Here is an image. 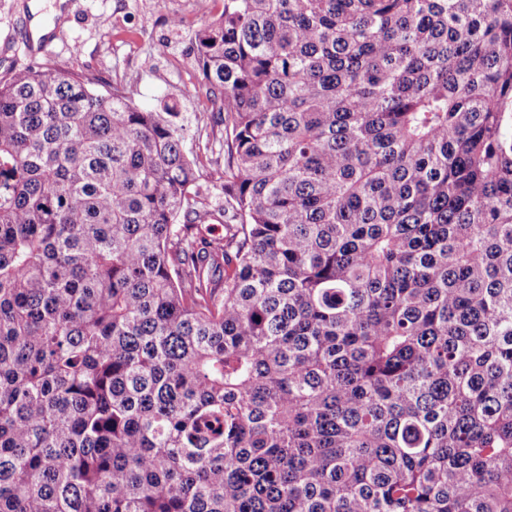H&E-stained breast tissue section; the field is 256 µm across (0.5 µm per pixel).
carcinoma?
Wrapping results in <instances>:
<instances>
[{
    "instance_id": "1",
    "label": "carcinoma",
    "mask_w": 512,
    "mask_h": 512,
    "mask_svg": "<svg viewBox=\"0 0 512 512\" xmlns=\"http://www.w3.org/2000/svg\"><path fill=\"white\" fill-rule=\"evenodd\" d=\"M195 51L222 203L182 113L0 79V512H512V0ZM224 165V153H215L213 156L209 153L208 155L201 154L199 159V172L200 178L198 183L201 185V191L209 197V200L219 201L221 195L219 191L215 189L214 184V172L219 166Z\"/></svg>"
}]
</instances>
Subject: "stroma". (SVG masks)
Masks as SVG:
<instances>
[{"mask_svg": "<svg viewBox=\"0 0 512 512\" xmlns=\"http://www.w3.org/2000/svg\"><path fill=\"white\" fill-rule=\"evenodd\" d=\"M30 2L0 0V78L26 65L22 31L37 22L51 29L50 65L104 83H131L138 107L167 105L182 113L186 148L206 133H222L194 59V33L220 15L222 0H64L57 14L32 13ZM175 13L184 16L182 26L170 25Z\"/></svg>", "mask_w": 512, "mask_h": 512, "instance_id": "obj_1", "label": "stroma"}]
</instances>
